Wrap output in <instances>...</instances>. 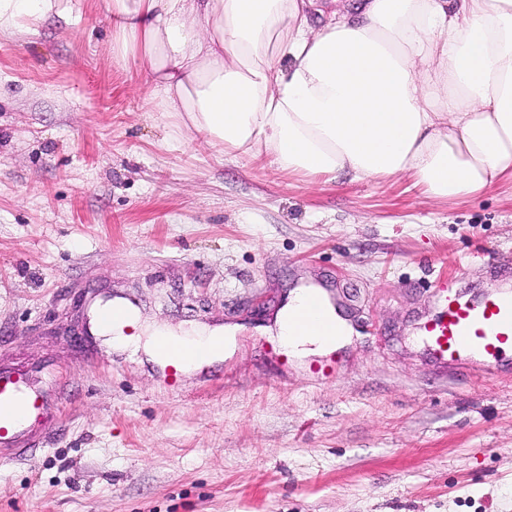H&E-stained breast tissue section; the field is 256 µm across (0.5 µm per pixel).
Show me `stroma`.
I'll return each mask as SVG.
<instances>
[{
    "instance_id": "stroma-1",
    "label": "stroma",
    "mask_w": 512,
    "mask_h": 512,
    "mask_svg": "<svg viewBox=\"0 0 512 512\" xmlns=\"http://www.w3.org/2000/svg\"><path fill=\"white\" fill-rule=\"evenodd\" d=\"M505 276L512 182L448 201L218 153L148 102L104 0L0 35V371L46 400L0 512H512V377L419 341L440 285ZM311 284L353 328L329 378L260 331ZM116 299L234 352L170 386L95 334Z\"/></svg>"
}]
</instances>
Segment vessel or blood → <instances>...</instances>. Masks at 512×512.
I'll return each mask as SVG.
<instances>
[{
    "mask_svg": "<svg viewBox=\"0 0 512 512\" xmlns=\"http://www.w3.org/2000/svg\"><path fill=\"white\" fill-rule=\"evenodd\" d=\"M440 312L423 327L430 354L439 361L468 365L482 361L497 371L511 369L512 289L472 297L453 288L437 293ZM42 413L24 390L22 376L0 374V445H29V429Z\"/></svg>",
    "mask_w": 512,
    "mask_h": 512,
    "instance_id": "obj_1",
    "label": "vessel or blood"
}]
</instances>
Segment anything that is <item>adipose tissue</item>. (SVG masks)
Here are the masks:
<instances>
[{"instance_id": "1", "label": "adipose tissue", "mask_w": 512, "mask_h": 512, "mask_svg": "<svg viewBox=\"0 0 512 512\" xmlns=\"http://www.w3.org/2000/svg\"><path fill=\"white\" fill-rule=\"evenodd\" d=\"M107 0L112 44L139 64L148 96L223 154L268 159L310 182L406 175L434 199L512 181V0ZM66 0H0V35L52 20ZM294 289L278 339L299 355L332 347L300 334ZM97 330L159 367V345L224 356L225 331L175 330L135 307Z\"/></svg>"}]
</instances>
